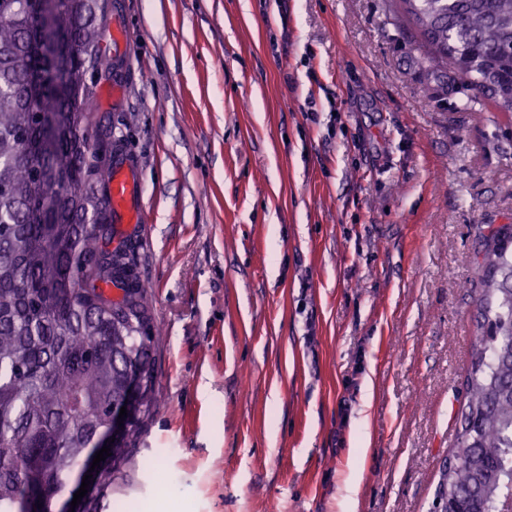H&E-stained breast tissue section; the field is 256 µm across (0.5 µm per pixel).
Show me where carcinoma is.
I'll return each instance as SVG.
<instances>
[{
    "label": "carcinoma",
    "mask_w": 512,
    "mask_h": 512,
    "mask_svg": "<svg viewBox=\"0 0 512 512\" xmlns=\"http://www.w3.org/2000/svg\"><path fill=\"white\" fill-rule=\"evenodd\" d=\"M109 7L59 0L57 54L43 70L40 0H0V512H53L134 375L126 433L82 503L99 512L158 409L159 336L133 238L108 249L112 142L90 130L95 75L109 67L100 27ZM389 9L415 29L430 77L450 65L461 85L512 112V0H390ZM44 108L61 114L49 138ZM478 266L460 427L432 512H498L512 491V224L488 226Z\"/></svg>",
    "instance_id": "carcinoma-1"
}]
</instances>
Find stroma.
<instances>
[{"instance_id": "1", "label": "stroma", "mask_w": 512, "mask_h": 512, "mask_svg": "<svg viewBox=\"0 0 512 512\" xmlns=\"http://www.w3.org/2000/svg\"><path fill=\"white\" fill-rule=\"evenodd\" d=\"M117 27L94 116L164 336L101 512H430L512 114L426 83L387 0H118Z\"/></svg>"}]
</instances>
